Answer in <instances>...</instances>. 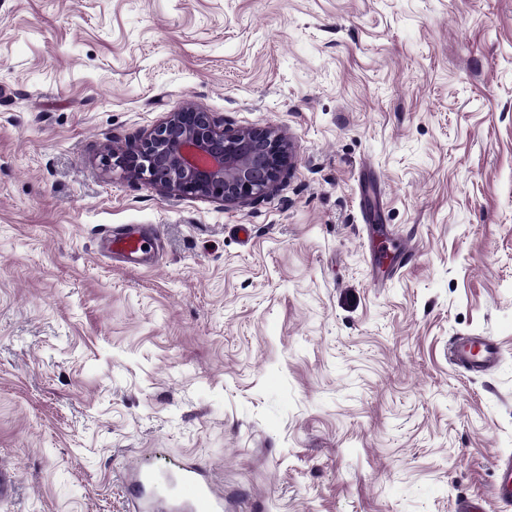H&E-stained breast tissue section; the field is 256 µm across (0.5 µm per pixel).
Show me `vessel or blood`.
Instances as JSON below:
<instances>
[{
	"label": "vessel or blood",
	"mask_w": 512,
	"mask_h": 512,
	"mask_svg": "<svg viewBox=\"0 0 512 512\" xmlns=\"http://www.w3.org/2000/svg\"><path fill=\"white\" fill-rule=\"evenodd\" d=\"M111 247L119 256L133 260L146 253L147 239L127 233L112 236ZM452 365L473 374L491 372L501 359L498 345L487 336L454 337L448 344ZM136 497L155 500L161 512H225L224 499L214 489L208 473L186 466L175 472H155L136 468L128 475Z\"/></svg>",
	"instance_id": "1"
}]
</instances>
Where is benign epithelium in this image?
<instances>
[{
	"label": "benign epithelium",
	"mask_w": 512,
	"mask_h": 512,
	"mask_svg": "<svg viewBox=\"0 0 512 512\" xmlns=\"http://www.w3.org/2000/svg\"><path fill=\"white\" fill-rule=\"evenodd\" d=\"M290 158L291 146L276 129L229 128L187 103L125 148L102 155L100 164L168 196L242 203L278 183Z\"/></svg>",
	"instance_id": "1"
}]
</instances>
